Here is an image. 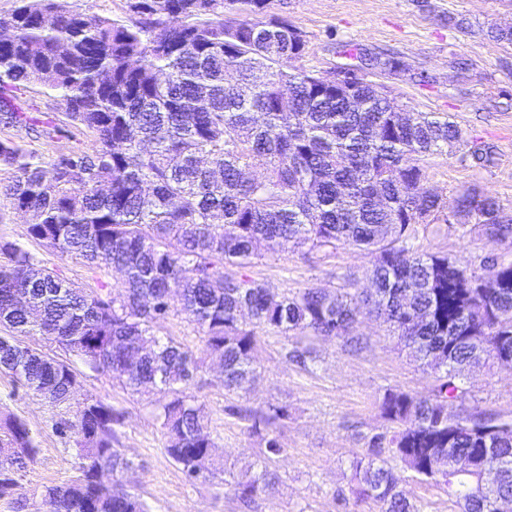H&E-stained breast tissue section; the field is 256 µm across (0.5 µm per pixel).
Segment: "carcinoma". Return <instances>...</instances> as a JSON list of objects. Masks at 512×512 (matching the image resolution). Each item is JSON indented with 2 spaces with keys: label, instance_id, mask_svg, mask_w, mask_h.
Here are the masks:
<instances>
[{
  "label": "carcinoma",
  "instance_id": "carcinoma-1",
  "mask_svg": "<svg viewBox=\"0 0 512 512\" xmlns=\"http://www.w3.org/2000/svg\"><path fill=\"white\" fill-rule=\"evenodd\" d=\"M274 0H126L127 20L89 17L70 0H14L0 18V122L53 140L92 136L49 158L0 138V182L26 233L90 269H116L115 289L75 288L19 243L0 239V371L48 388L59 436L75 439L77 479L44 487L54 512H150L116 482L132 467L118 448L125 412L88 397L70 411V364L39 349L23 365L15 350L39 336L122 389L151 397L166 454L190 482L224 472L213 457L203 404L190 392L205 360L221 359L220 382L238 395L256 379L257 331L358 341L366 311L434 372L429 394L387 389L379 401L390 430L366 438L351 493L379 512H421L395 468L446 488L459 512H498L512 499V422L451 413L465 400L460 373L486 361L512 365V261L480 273L442 252H418L415 224L475 220L493 240L512 237L499 201L470 188L448 200L427 189L425 164L469 145L446 116L402 106L373 84L338 89L297 69L308 42ZM30 87L57 101L67 128L39 122L17 104ZM470 156L493 164L490 147ZM262 156L265 173L245 175ZM308 251L347 246L372 255L370 290L273 292L244 269L281 242ZM33 267L41 268L30 276ZM22 288L33 305L16 299ZM198 328L189 347L160 334L175 311ZM303 368L309 348L289 340ZM262 437L264 460L224 481L248 503L278 481L269 463L283 448L288 405L238 408ZM39 450L27 423L0 418V500L22 509L19 477ZM495 485L480 487L484 471Z\"/></svg>",
  "mask_w": 512,
  "mask_h": 512
}]
</instances>
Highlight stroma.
I'll return each mask as SVG.
<instances>
[{"label": "stroma", "mask_w": 512, "mask_h": 512, "mask_svg": "<svg viewBox=\"0 0 512 512\" xmlns=\"http://www.w3.org/2000/svg\"><path fill=\"white\" fill-rule=\"evenodd\" d=\"M276 11L308 41V53L297 67L325 73L343 66L345 44L369 57H396L398 71H375L371 81L415 111L448 114L471 140L494 150L489 167L476 165L464 147L431 158L427 186L446 198L461 187H476L512 215V45L489 34L495 27H512V0H284ZM0 238L18 242L41 266L61 271L77 287L120 281L117 272L89 271L27 238L25 224L2 197ZM412 243L418 251L444 252L477 269L490 258L512 260V238L490 239L475 223L418 224ZM372 261L371 255L344 246L326 255H306L286 245L256 259L250 275L291 293L351 282L363 288ZM356 334L361 344L355 349L339 340L314 342L315 362L305 369L284 357L286 337L260 333L255 350L259 378L239 397L225 395L213 370L197 377L191 391L207 412L215 453L234 472L260 462L262 450L246 422L232 415V407H290L291 418L278 430L284 452L271 463L279 480L247 507L226 494L219 480L186 481L165 455L162 430L144 398L88 370L81 394L125 410L120 447L134 466L122 481L153 512H376L372 502L350 494V464L364 455L365 437L386 428L377 408L384 391L391 387L423 395L434 378L381 321L362 317ZM465 385L470 391L466 409L512 421V366L492 364L470 372ZM0 414L24 420L38 441L39 453L20 478V494L33 497L44 486L75 476L76 449L55 430L58 409L26 393L6 373H0Z\"/></svg>", "instance_id": "stroma-1"}]
</instances>
